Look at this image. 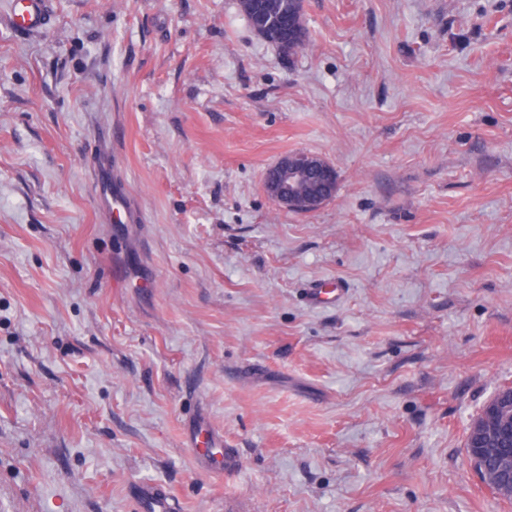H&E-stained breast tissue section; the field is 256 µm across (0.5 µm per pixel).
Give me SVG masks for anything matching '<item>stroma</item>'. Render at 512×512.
Here are the masks:
<instances>
[{"label": "stroma", "mask_w": 512, "mask_h": 512, "mask_svg": "<svg viewBox=\"0 0 512 512\" xmlns=\"http://www.w3.org/2000/svg\"><path fill=\"white\" fill-rule=\"evenodd\" d=\"M48 2L0 0V512H512L464 447L512 385V0H303L293 56L238 0ZM10 23L19 31L41 29L47 19L48 0H13ZM275 168L277 176L270 197L284 209L309 213L330 201L336 194V169L317 155L303 151L288 153L280 158ZM303 180L317 182L321 195H300L298 186ZM343 289L340 283L333 279L320 280L308 288V299L314 304H334L341 299ZM187 442L194 457L202 466L229 468L236 463V453L233 448L224 447V436L204 426L203 423L194 425L188 435ZM173 502L162 489L154 486H144L135 499L136 512H172Z\"/></svg>", "instance_id": "1"}]
</instances>
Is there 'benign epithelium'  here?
Instances as JSON below:
<instances>
[{"instance_id":"7a95c632","label":"benign epithelium","mask_w":512,"mask_h":512,"mask_svg":"<svg viewBox=\"0 0 512 512\" xmlns=\"http://www.w3.org/2000/svg\"><path fill=\"white\" fill-rule=\"evenodd\" d=\"M271 198L282 208L309 213L336 194V169L321 157L303 151L288 153L275 165ZM471 447L493 460L497 492L512 490V395L490 404L486 423L473 434Z\"/></svg>"}]
</instances>
